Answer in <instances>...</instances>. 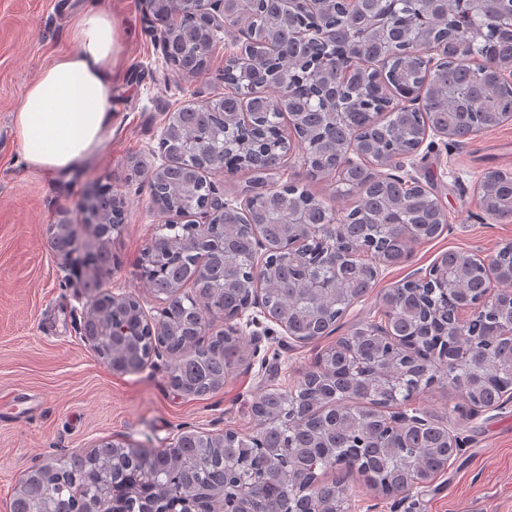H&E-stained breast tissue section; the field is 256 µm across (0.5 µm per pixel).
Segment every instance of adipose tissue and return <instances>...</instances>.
Here are the masks:
<instances>
[{"mask_svg":"<svg viewBox=\"0 0 512 512\" xmlns=\"http://www.w3.org/2000/svg\"><path fill=\"white\" fill-rule=\"evenodd\" d=\"M74 51L44 66L14 115L26 164L56 178L99 155L112 125V62L117 51L111 13L80 12L71 26Z\"/></svg>","mask_w":512,"mask_h":512,"instance_id":"adipose-tissue-1","label":"adipose tissue"}]
</instances>
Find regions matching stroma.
Masks as SVG:
<instances>
[{
	"label": "stroma",
	"instance_id": "stroma-1",
	"mask_svg": "<svg viewBox=\"0 0 512 512\" xmlns=\"http://www.w3.org/2000/svg\"><path fill=\"white\" fill-rule=\"evenodd\" d=\"M91 6L111 11L117 58L112 73V128L104 151L87 167L57 179L27 168L14 135L13 116L27 85L43 66L69 52L72 18ZM205 73L193 77L168 64L159 26L147 19L145 0H0V512L25 471L85 452L118 435L140 448L167 447L186 430L221 434L254 430L250 405L270 388H287L312 368L318 354L352 325L377 319L388 289L425 273L444 252L494 257L512 243V218L483 211L477 181L491 170H512V120L460 142L435 138L407 163L404 176L420 181L442 204V234L415 244L407 262L382 269L372 291L350 308L331 335L298 342L248 309L243 361L219 390L185 397L168 384L170 358H152L135 374L112 371L80 335L90 301L80 279L93 271L66 267L48 246L49 226L61 213L83 224L97 185L112 186L125 220L112 236V270L102 290L135 295L147 316L160 301L140 275L146 247L168 214L153 205L151 169L165 164L159 142L164 119L188 104L223 96L224 55L239 34L218 31ZM142 172L131 175L134 163ZM288 175L335 210L352 203L335 177L311 178L299 150L288 155ZM411 408L456 435L461 450L431 482L400 495L371 490L355 473L336 471L346 490L344 512H512V401L478 414L463 396L438 381Z\"/></svg>",
	"mask_w": 512,
	"mask_h": 512
}]
</instances>
